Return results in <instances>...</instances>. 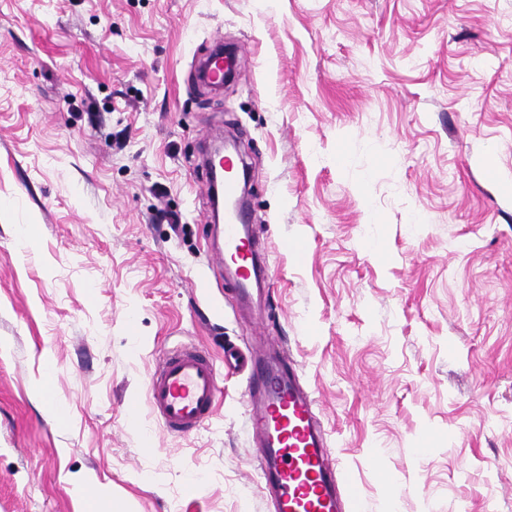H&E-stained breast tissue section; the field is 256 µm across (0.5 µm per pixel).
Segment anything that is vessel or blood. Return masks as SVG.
Masks as SVG:
<instances>
[{
	"instance_id": "vessel-or-blood-1",
	"label": "vessel or blood",
	"mask_w": 512,
	"mask_h": 512,
	"mask_svg": "<svg viewBox=\"0 0 512 512\" xmlns=\"http://www.w3.org/2000/svg\"><path fill=\"white\" fill-rule=\"evenodd\" d=\"M223 192L234 206L224 215V248L216 252L235 286L238 302H249L254 284L265 278V261L250 234L249 215L236 204L237 162L220 159ZM224 361L248 367L245 405L248 427L259 449L258 490L271 499L274 512H363L352 482L339 478V461L320 427L317 402L300 381L293 364L250 359L236 350ZM222 388L215 360L204 349L185 346L164 353L150 369V415L169 434L186 436L211 424Z\"/></svg>"
}]
</instances>
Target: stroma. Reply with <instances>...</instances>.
<instances>
[{
    "label": "stroma",
    "mask_w": 512,
    "mask_h": 512,
    "mask_svg": "<svg viewBox=\"0 0 512 512\" xmlns=\"http://www.w3.org/2000/svg\"><path fill=\"white\" fill-rule=\"evenodd\" d=\"M218 40L249 61L217 94ZM218 132L269 255L254 320L212 258ZM501 172L512 0H0V512H273L228 343L298 362L366 512H512ZM180 343L223 407L145 433ZM223 52V45L219 43L215 50L211 53L215 54L217 58L214 62L208 65V69L204 67L202 73L203 79L199 77L197 70V81L210 89L220 90L224 87V69L221 65ZM207 58L203 62H205Z\"/></svg>",
    "instance_id": "1"
}]
</instances>
